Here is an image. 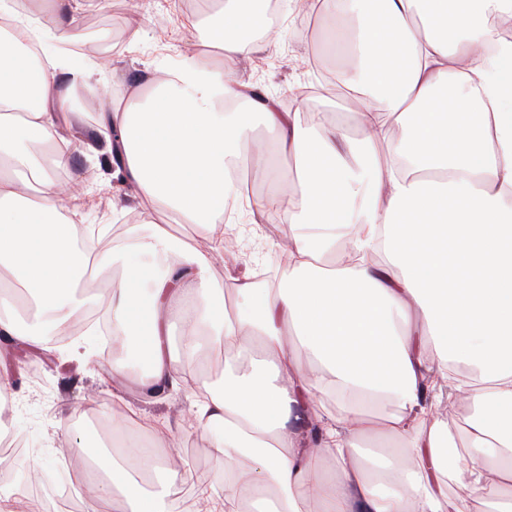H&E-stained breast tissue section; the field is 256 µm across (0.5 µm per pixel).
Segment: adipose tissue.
<instances>
[{"label":"adipose tissue","instance_id":"1","mask_svg":"<svg viewBox=\"0 0 512 512\" xmlns=\"http://www.w3.org/2000/svg\"><path fill=\"white\" fill-rule=\"evenodd\" d=\"M78 2L34 5L75 43L64 17ZM266 5L224 0L189 64L108 95L92 66L34 54L14 0H0V335L40 345L101 309L123 343L113 375L152 397L177 386L176 365L225 354L196 410L212 480L131 442L99 457L105 480L78 471L85 512H171L180 482L204 512H512V39L496 24L512 0H311L336 80L361 102L360 139L233 78L271 47ZM88 102L143 215L218 247L239 168L280 178L251 144L293 158V191L251 202L265 223L299 227L275 283L225 291L210 253L154 223L142 261L82 287L88 262L109 265L107 230L64 218L54 187L63 130ZM463 388L460 444L431 396Z\"/></svg>","mask_w":512,"mask_h":512}]
</instances>
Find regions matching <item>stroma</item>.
Masks as SVG:
<instances>
[{
    "label": "stroma",
    "instance_id": "obj_1",
    "mask_svg": "<svg viewBox=\"0 0 512 512\" xmlns=\"http://www.w3.org/2000/svg\"><path fill=\"white\" fill-rule=\"evenodd\" d=\"M221 0H112L108 10L83 6L68 15L69 21L88 34L90 57L107 55L108 67L94 78L111 89L113 77L131 84L158 68L175 70L184 65L201 29L217 18ZM318 21L310 14L288 11L271 37V51L240 59L237 78L252 83L264 94L305 114L327 111L339 94L331 77L334 67L317 49ZM67 128L71 142L68 189L58 195L73 212L77 224H109L113 227L111 250L124 261L137 258L136 242L150 232L134 205L131 190L113 194L112 171L102 156L86 147L87 124ZM292 229L286 224L253 223L250 233L238 235L234 251L211 257L216 280L226 275L253 276L271 266H281L280 241ZM94 332L82 340L67 339L44 349L0 341V383L5 384L8 415L16 434L28 443L27 461L43 460L42 472L55 481L69 469L76 430H65L74 413L99 409L121 392L129 409L123 421L156 419L168 426L159 447L165 457L179 456L182 466L209 475L215 464L204 438L189 431L197 400L200 372L182 371L178 389L150 397L134 384L114 385L95 359L100 356Z\"/></svg>",
    "mask_w": 512,
    "mask_h": 512
}]
</instances>
